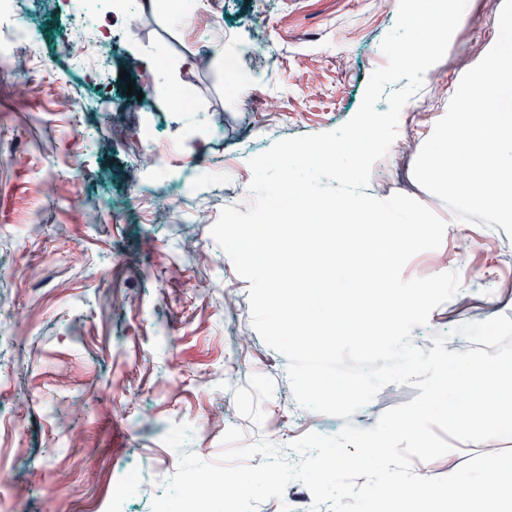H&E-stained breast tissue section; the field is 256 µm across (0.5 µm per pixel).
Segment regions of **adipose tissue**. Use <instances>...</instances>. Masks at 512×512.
I'll return each mask as SVG.
<instances>
[{
  "instance_id": "adipose-tissue-1",
  "label": "adipose tissue",
  "mask_w": 512,
  "mask_h": 512,
  "mask_svg": "<svg viewBox=\"0 0 512 512\" xmlns=\"http://www.w3.org/2000/svg\"><path fill=\"white\" fill-rule=\"evenodd\" d=\"M417 494L403 491L402 480L392 483L393 493L383 503V512H512V456H504L497 471L469 478L449 466L445 493H438L421 474L411 476Z\"/></svg>"
}]
</instances>
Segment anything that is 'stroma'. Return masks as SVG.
Returning <instances> with one entry per match:
<instances>
[{"instance_id":"35a3bbf8","label":"stroma","mask_w":512,"mask_h":512,"mask_svg":"<svg viewBox=\"0 0 512 512\" xmlns=\"http://www.w3.org/2000/svg\"><path fill=\"white\" fill-rule=\"evenodd\" d=\"M503 0H467L466 20L435 70L446 95L422 89L403 107L398 142L413 153L429 137L410 115L445 114L463 76L454 61L476 62L498 38ZM397 0H193L177 20L166 0L128 29L117 14L110 64H76L58 38L68 0H26L22 20L41 36L38 57L17 55L31 77L0 71V512H95L116 478L141 473L124 512H152L181 453L215 461L227 429L244 443L266 438L280 450L308 432L337 435L345 423L367 429L416 388L390 384L351 420L301 407L287 360L254 329L250 283L194 216L218 218L249 202V161L275 142L338 128L360 107L371 73L386 59ZM272 28V57L251 46ZM238 60L245 79L226 69ZM72 96L57 94L59 83ZM108 85L112 104L94 110ZM191 90L194 105L172 110L168 86ZM137 111L122 110L128 89ZM153 121L183 157L179 183L139 168L138 152L116 143L115 127ZM412 155L386 154L367 190L401 193L437 215L442 200L414 178ZM223 162L229 175L206 178L191 158ZM106 217L85 224L87 200ZM475 268L457 297L437 307L411 340L431 349L472 344L459 326L512 318V238L502 228L450 224L438 249L415 255L404 278ZM87 406L75 429L61 421L70 401Z\"/></svg>"}]
</instances>
